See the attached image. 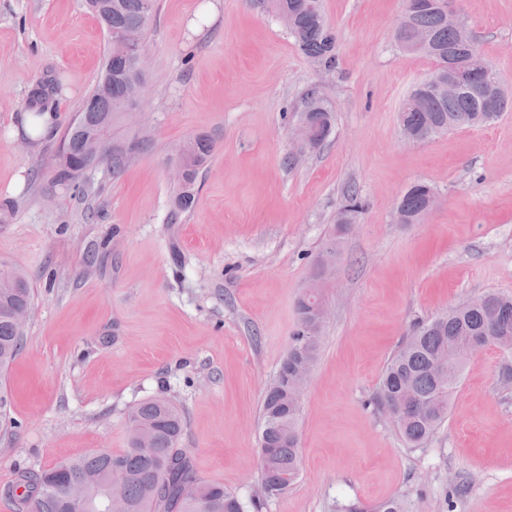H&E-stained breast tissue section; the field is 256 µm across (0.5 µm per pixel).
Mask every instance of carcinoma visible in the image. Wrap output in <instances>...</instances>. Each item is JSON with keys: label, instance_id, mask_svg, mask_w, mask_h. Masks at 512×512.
<instances>
[{"label": "carcinoma", "instance_id": "cac0c4a2", "mask_svg": "<svg viewBox=\"0 0 512 512\" xmlns=\"http://www.w3.org/2000/svg\"><path fill=\"white\" fill-rule=\"evenodd\" d=\"M275 15H288V34L303 54L314 64L335 70L336 38L327 25L321 0H269ZM102 29L112 30L103 63V74L97 86L84 98L75 118L68 124L57 153L48 163L49 182L83 195L88 185L81 170L106 166L116 177L126 165L149 146L148 136L133 127L123 141L133 144L126 155L103 153L91 158L86 141L93 136L115 137L119 127L127 125L121 108L129 93L145 82V75L133 70L127 54L115 35L135 31L146 38L155 0H86ZM426 32L430 42L417 46L414 39ZM398 47L422 55L434 62V69L451 73L463 82L461 90L448 97L428 93L418 96V103L404 112L406 125L420 135V140L464 126H483L496 122L503 113L512 111V90L500 88L487 97L482 88L483 76L475 68L487 59L472 36L462 37L448 26L439 0L411 10ZM305 111L309 113L319 142H324L332 129V113L323 98L307 95ZM214 140L208 135L190 139L181 149L177 162L185 169L183 181L174 186L170 222L175 224L182 214L197 203L196 184L201 169L211 158ZM429 188L425 183L410 186L402 196L400 218L414 224L423 210ZM32 285L27 273L12 264L0 262V305L18 309L32 306ZM312 302L300 298L297 305V328L287 358L299 354L316 362L319 336L309 337L305 323ZM479 340L512 357V296L486 292L474 300L462 302L426 322L416 324L411 335L388 362L375 398L382 410L387 402L403 397L408 388L411 405L397 429L413 447L427 443L448 418V411L460 376L443 385L435 374L436 362L457 359ZM24 333L13 322L0 315V372L8 369L22 348ZM300 395L291 382L278 375L273 387L264 394L261 406L259 455L261 494L252 501L258 509L262 502L284 494L299 473L300 436L298 421ZM153 431V447L140 448V431ZM127 430L130 448L122 454L88 453L49 469L22 468L14 484L0 491L10 501L14 512H102L107 491L119 494L122 512H246L245 505L219 483L199 478L192 461L173 455L174 444L184 430L181 410L163 396L136 404L128 413ZM87 477H98L101 483L93 489L91 499L82 509L62 502L59 484Z\"/></svg>", "mask_w": 512, "mask_h": 512}]
</instances>
